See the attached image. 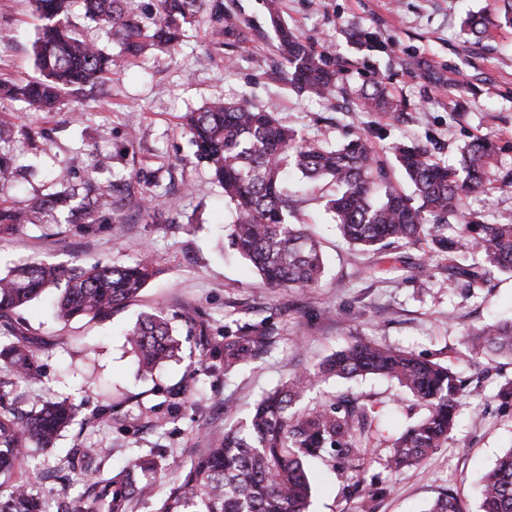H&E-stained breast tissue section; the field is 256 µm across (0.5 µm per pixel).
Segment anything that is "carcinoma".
Returning <instances> with one entry per match:
<instances>
[{
  "mask_svg": "<svg viewBox=\"0 0 512 512\" xmlns=\"http://www.w3.org/2000/svg\"><path fill=\"white\" fill-rule=\"evenodd\" d=\"M84 14L112 29L124 56H111L79 38L69 22L70 0H33L42 26L34 42L38 76L3 86L6 94L23 101L32 112H51L62 93L100 81L120 68L125 59L149 49L171 51L194 22L204 0H155L153 12L141 19L128 8L129 0H82ZM276 35L274 48L288 64L293 87L315 97L338 89L341 68L324 51L305 44L284 24L278 0H266ZM210 20L231 45L245 37L237 15L212 0ZM492 24L485 13L470 12L463 31L482 41ZM371 90L355 98L357 112H399L402 101L373 74ZM184 126L224 197L234 206L229 237L236 251L248 259L268 285L311 288L323 274L316 236L290 222L296 212V192L288 185V171L307 181L326 180L333 187L325 208L342 236L363 250L423 241L448 254L450 275L468 284L486 282L496 273L512 272V216L495 223L476 213H464L461 201L485 190L490 163L498 145L480 137L464 145L460 166L436 162L418 144L392 148L398 166L414 187L419 205L391 183L371 141L364 137L339 147L308 142L283 126L271 106L213 100L185 113ZM74 196L34 197L26 208L0 207V233L26 224L33 214L47 212ZM460 224L448 237L450 221ZM470 250L484 259L480 267L461 265L458 254ZM155 274L152 261L134 266L93 265L66 270L43 261H30L0 275V319L26 306L44 291L59 290L54 314L61 321L104 318L120 304L138 297ZM127 343L138 371L151 376L179 356L180 343L161 311L143 315L127 332ZM267 336L250 331L224 344V370L249 364L265 347ZM473 353L512 356V321H500L469 335ZM36 350L29 343L0 340V477L14 479L0 494V512H46L42 499L18 476L25 458L52 450L59 434L76 419L78 409L63 399L20 412L23 402L17 382L37 375ZM383 375L398 383L426 408V414L393 440L387 465L399 470L423 460L441 447L454 428L466 382L448 367L413 354L357 340L314 371L288 378L263 396L250 416L216 439L212 447L187 467L160 500L156 512H307L311 483L306 463L327 449L337 452L352 469L367 455L371 426L368 409L357 399L332 405L299 406L319 378ZM98 453L79 448L71 464L91 471L72 512H129L135 500L156 496L152 477L157 459L139 456L112 470L93 466ZM479 512H512V448L483 476ZM427 512H464L460 500L440 494Z\"/></svg>",
  "mask_w": 512,
  "mask_h": 512,
  "instance_id": "cac0c4a2",
  "label": "carcinoma"
}]
</instances>
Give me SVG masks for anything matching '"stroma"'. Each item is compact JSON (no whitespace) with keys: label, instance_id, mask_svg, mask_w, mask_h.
Returning <instances> with one entry per match:
<instances>
[{"label":"stroma","instance_id":"1","mask_svg":"<svg viewBox=\"0 0 512 512\" xmlns=\"http://www.w3.org/2000/svg\"><path fill=\"white\" fill-rule=\"evenodd\" d=\"M493 0H282V18L304 41L342 66L337 93L321 100L288 83V66L273 47L264 0H224L246 24L247 37L226 51L208 12L185 29L172 52L130 60L102 83L66 95L53 112L26 111L0 98V117L16 126L0 142L13 176L0 182V204L91 184L104 194L99 219L75 224L71 198L0 235V271L36 259L64 268L96 263L130 265L149 254L157 269L140 297L102 321L59 324L49 299L12 315L15 331L38 349L40 379L33 391L69 398L78 417L51 452L28 459L21 474L60 512L83 490V473L67 467L75 445L101 449L102 468L152 455L167 489L211 439L244 420L254 403L295 373L315 368L355 339L412 352L447 365L468 382L458 423L443 447L419 465L391 470L394 438L425 412L390 379L331 377L306 396L313 405L359 399L374 413L361 470L340 456L309 464V512H424L450 490L477 512V483L512 448V403L496 393L512 383V359L471 355L467 336L512 317V274L486 283L449 280L448 262L426 244L378 253L346 243L324 209L331 188L318 182L299 205V218L322 242L325 273L314 287L266 286L230 246L232 211L180 126L182 113L214 98L275 105L280 121L303 137L331 145L361 133L377 147L415 142L443 164L455 163L464 143L480 136L500 146L487 191L463 201L464 212L491 222L512 213V29L468 41L461 22ZM40 20L30 0H0V77L36 74L33 43ZM370 32L376 46L359 47ZM380 73L401 112H355L351 99ZM153 204H146V197ZM429 261V278L413 264ZM172 318L181 359L143 379L125 330L147 313ZM263 329L268 347L247 367L225 372L224 342L242 327ZM357 493H349V485Z\"/></svg>","mask_w":512,"mask_h":512}]
</instances>
